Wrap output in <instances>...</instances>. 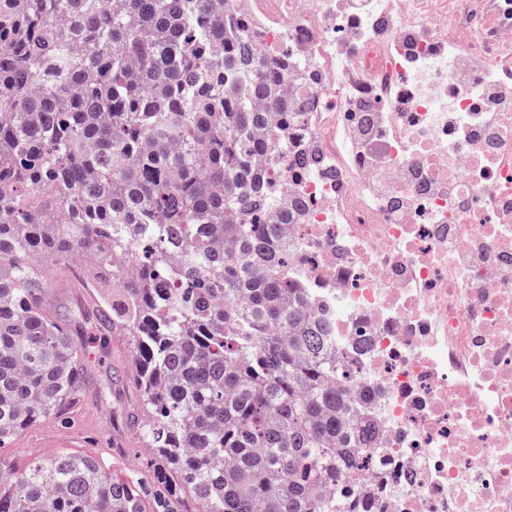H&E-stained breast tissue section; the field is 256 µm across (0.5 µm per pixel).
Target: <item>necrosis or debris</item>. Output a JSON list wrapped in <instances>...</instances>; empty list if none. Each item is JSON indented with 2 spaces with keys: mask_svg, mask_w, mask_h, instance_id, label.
I'll use <instances>...</instances> for the list:
<instances>
[{
  "mask_svg": "<svg viewBox=\"0 0 512 512\" xmlns=\"http://www.w3.org/2000/svg\"><path fill=\"white\" fill-rule=\"evenodd\" d=\"M303 119L289 267L381 390L372 512H512V0H226Z\"/></svg>",
  "mask_w": 512,
  "mask_h": 512,
  "instance_id": "necrosis-or-debris-1",
  "label": "necrosis or debris"
}]
</instances>
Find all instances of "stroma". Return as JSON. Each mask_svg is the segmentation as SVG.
I'll return each instance as SVG.
<instances>
[{"label":"stroma","mask_w":512,"mask_h":512,"mask_svg":"<svg viewBox=\"0 0 512 512\" xmlns=\"http://www.w3.org/2000/svg\"><path fill=\"white\" fill-rule=\"evenodd\" d=\"M96 289L83 286L76 266L58 269L52 281L50 302L56 312L81 320L85 362V395L67 419L48 418L21 432L0 449V463L21 471L50 455L66 451L93 457L119 475H137L147 466L145 451L125 426V415L136 409L137 393L120 383L130 368L128 337H102L92 332L82 314L92 305Z\"/></svg>","instance_id":"1"}]
</instances>
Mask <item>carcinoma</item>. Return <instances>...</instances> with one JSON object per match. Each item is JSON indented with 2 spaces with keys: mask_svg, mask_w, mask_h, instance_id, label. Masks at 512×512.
Returning <instances> with one entry per match:
<instances>
[{
  "mask_svg": "<svg viewBox=\"0 0 512 512\" xmlns=\"http://www.w3.org/2000/svg\"><path fill=\"white\" fill-rule=\"evenodd\" d=\"M223 0H0V447L84 392L46 301L78 257L130 337L141 478L60 454L0 469V512H350L374 463L363 367L288 270L299 207L256 168L288 109Z\"/></svg>",
  "mask_w": 512,
  "mask_h": 512,
  "instance_id": "1",
  "label": "carcinoma"
}]
</instances>
